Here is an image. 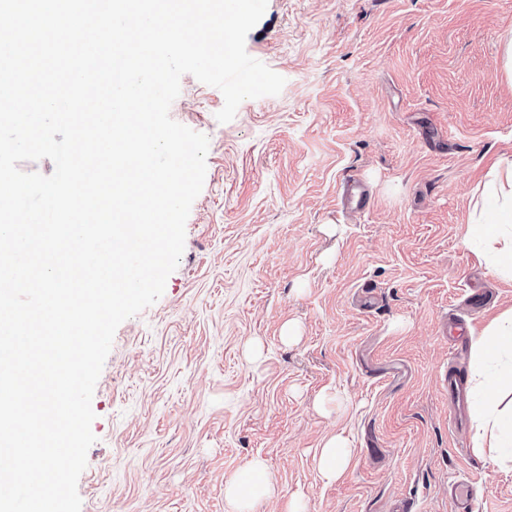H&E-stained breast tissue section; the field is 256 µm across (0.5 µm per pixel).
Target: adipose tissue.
<instances>
[{
	"label": "adipose tissue",
	"instance_id": "adipose-tissue-1",
	"mask_svg": "<svg viewBox=\"0 0 512 512\" xmlns=\"http://www.w3.org/2000/svg\"><path fill=\"white\" fill-rule=\"evenodd\" d=\"M468 237L481 238L484 252L502 268L512 269V161L495 164L474 203ZM472 443L498 463H512V401H505L489 377L490 360H512V310L504 312L474 340ZM273 486L261 460H254L225 483L234 512L270 497Z\"/></svg>",
	"mask_w": 512,
	"mask_h": 512
}]
</instances>
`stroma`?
<instances>
[{"label": "stroma", "mask_w": 512, "mask_h": 512, "mask_svg": "<svg viewBox=\"0 0 512 512\" xmlns=\"http://www.w3.org/2000/svg\"><path fill=\"white\" fill-rule=\"evenodd\" d=\"M512 0H268L246 51L286 80L227 123L183 75L173 120L206 135L203 189L163 295L117 329L95 387L81 512H512V465L452 428L445 376L512 309V275L465 239L473 195L512 160L499 68ZM369 189L339 204L348 178ZM480 293L483 311L470 308ZM351 462L322 480L325 442ZM273 486L263 461L257 459L225 482V499L232 511L243 512L244 506L272 495Z\"/></svg>", "instance_id": "35a3bbf8"}]
</instances>
